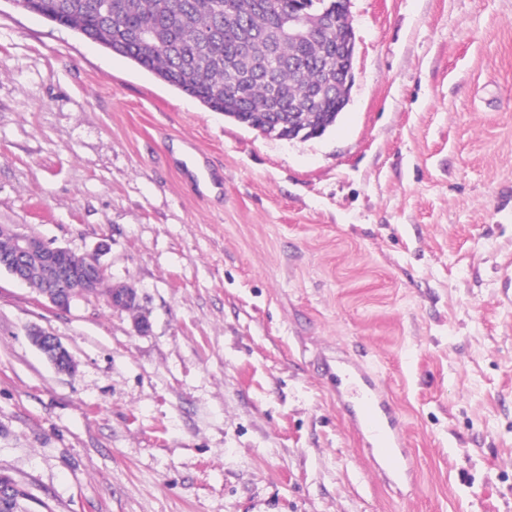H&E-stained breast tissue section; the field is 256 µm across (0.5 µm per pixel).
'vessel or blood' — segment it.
<instances>
[{
	"label": "vessel or blood",
	"instance_id": "b4317fda",
	"mask_svg": "<svg viewBox=\"0 0 512 512\" xmlns=\"http://www.w3.org/2000/svg\"><path fill=\"white\" fill-rule=\"evenodd\" d=\"M332 376L340 408L383 461L384 477L395 483L409 479L413 468L404 448L401 417L385 390L352 361L337 360Z\"/></svg>",
	"mask_w": 512,
	"mask_h": 512
}]
</instances>
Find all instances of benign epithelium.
<instances>
[{
  "instance_id": "7a95c632",
  "label": "benign epithelium",
  "mask_w": 512,
  "mask_h": 512,
  "mask_svg": "<svg viewBox=\"0 0 512 512\" xmlns=\"http://www.w3.org/2000/svg\"><path fill=\"white\" fill-rule=\"evenodd\" d=\"M68 254L70 250L67 248L52 247L33 236L19 233L15 250L0 255V272L4 271L21 282L27 275L31 260H38L45 270L38 294L53 308L66 311L75 289L80 288L86 294L94 293L102 286L104 279L103 267L93 256H87V263L76 268L61 262L62 257ZM30 336L54 367L65 370V364L70 362L71 357L55 336L38 329L32 331Z\"/></svg>"
}]
</instances>
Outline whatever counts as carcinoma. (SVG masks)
I'll return each mask as SVG.
<instances>
[{"label": "carcinoma", "instance_id": "obj_1", "mask_svg": "<svg viewBox=\"0 0 512 512\" xmlns=\"http://www.w3.org/2000/svg\"><path fill=\"white\" fill-rule=\"evenodd\" d=\"M34 13L128 58L207 108L280 139L336 125L347 0H28ZM306 37L288 39V16Z\"/></svg>", "mask_w": 512, "mask_h": 512}]
</instances>
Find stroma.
<instances>
[{"instance_id":"35a3bbf8","label":"stroma","mask_w":512,"mask_h":512,"mask_svg":"<svg viewBox=\"0 0 512 512\" xmlns=\"http://www.w3.org/2000/svg\"><path fill=\"white\" fill-rule=\"evenodd\" d=\"M349 16L350 101L288 141L0 0V225L97 254L150 324L0 272V471L52 512H512V0ZM340 351L411 481L338 408ZM30 336H32L33 343L51 361L54 367L60 371L67 370L65 365L70 362L71 357L55 336L38 329L33 330ZM331 375L340 408L383 461L384 477L393 483L408 481L413 468L404 448L401 417L385 390L356 362L336 359Z\"/></svg>"}]
</instances>
